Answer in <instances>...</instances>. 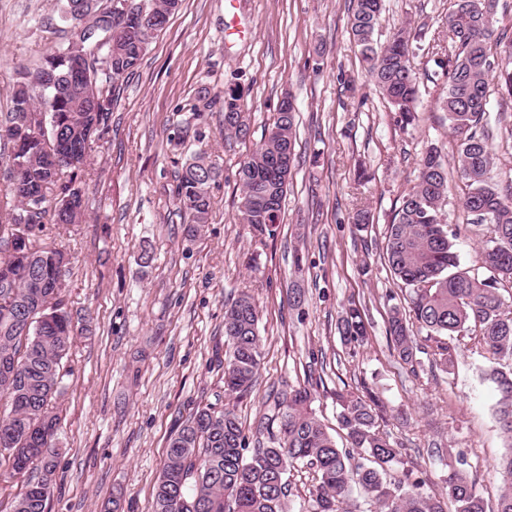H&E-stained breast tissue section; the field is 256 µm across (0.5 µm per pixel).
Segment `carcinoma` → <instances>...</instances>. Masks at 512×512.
<instances>
[{"instance_id": "carcinoma-1", "label": "carcinoma", "mask_w": 512, "mask_h": 512, "mask_svg": "<svg viewBox=\"0 0 512 512\" xmlns=\"http://www.w3.org/2000/svg\"><path fill=\"white\" fill-rule=\"evenodd\" d=\"M145 11L164 16L179 10L182 0H130ZM384 9L383 0H353L349 33L361 48L371 82L400 114L403 126L414 124L421 97V81L413 59L418 34L411 24L401 26L384 45L374 34ZM448 45L439 47L434 76L446 88L439 98L448 113V128L456 140L453 155L457 178L466 192L465 211L486 225L487 239L480 253L484 274L460 268L456 235L441 221L448 197V167L437 146L426 147L419 160L415 184L403 195L387 225L383 259L394 278L408 291V310L390 308L389 348L411 371L421 365L420 355L446 372L454 366L458 341L469 334L500 360L485 377L497 388V416L507 440V452L492 466L503 479L496 512H512V295L500 293L512 285V175L496 172L493 144L482 122L489 112L490 85L501 99H512V51L491 58L495 35L493 20L475 0H454L445 19ZM112 57L92 61L94 82H83L69 69L66 48L50 50L42 64L22 73L10 112L0 123L11 125L9 142L23 159L17 181L9 182L11 208L0 217V246L10 245L18 231L19 203L30 189L37 196V220L28 227L32 252L17 256L0 253V356L16 359L18 373L0 377V399L10 411L0 417V478H20L22 490L11 512H48L57 453L44 454L37 441L57 436L61 416L58 379L76 340V328L65 308L63 277L68 258L57 249L42 247L38 238L48 224H77L84 215L81 171L92 138L108 127L116 93L136 74L153 40L161 32L147 22L137 38L122 22L112 20ZM221 103L224 132L244 141L251 135L244 115V88L224 87ZM44 109L57 116L58 125L28 123V115ZM59 132V147L82 155L78 164L56 168L50 144ZM296 109L280 103L273 123L237 170L242 186L238 220L258 236L273 237L282 223V200L288 183L276 172V161L294 162ZM220 171L197 155L181 166L172 188L179 211L189 217L190 234L208 223L211 189ZM37 277L46 283L39 301L30 298L26 282ZM259 309L254 297L241 293L225 311L224 393L239 400L257 381L261 361ZM341 338L361 343L368 336L366 312L354 302L343 308L338 324ZM337 420L346 444L338 446L315 415L312 392L304 386L281 394L277 414L262 417L259 427L268 434L245 456L242 423L233 408L206 404L182 421L170 436L166 460L153 488V512H289L288 475L306 464L315 469L317 482L310 490L313 512H352L349 498L359 488L373 512H487L476 488V478L461 456L446 463L442 494L428 492L426 481L415 476L401 449L380 430V399L336 393Z\"/></svg>"}]
</instances>
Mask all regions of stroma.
Wrapping results in <instances>:
<instances>
[{
    "mask_svg": "<svg viewBox=\"0 0 512 512\" xmlns=\"http://www.w3.org/2000/svg\"><path fill=\"white\" fill-rule=\"evenodd\" d=\"M453 0H385L375 37L386 42L405 22L421 28L414 66L423 77L419 120L400 130L396 114L366 77L360 49L347 33L350 0H183L120 92L109 131L95 142L81 183V223L50 226L41 243L70 263L63 297L87 325L65 362L70 374L62 411L56 484L49 512H152V488L171 433L198 406L231 402L247 447L266 440L260 417L273 415L288 388L321 380L312 407L337 433V392L372 388L383 400L382 424L441 492L440 450L463 453L477 472L489 512L502 488L491 465L505 450L495 415L499 395L483 377L495 361L461 338L451 372L422 363L409 371L389 349L391 306L404 305L384 264L387 226L415 183L427 144L450 159L455 141L430 82L434 45L446 44L442 20ZM60 0H0V113L9 111L21 72L73 37L59 18ZM229 83L245 90L252 136L224 135L207 96ZM297 107V158L274 237L239 223L236 172L272 123L284 95ZM487 129L499 169H512V103L492 95ZM207 148L221 169L203 231L186 233L172 196L174 175ZM451 181L442 218L456 231L462 267L480 265L486 229L458 204ZM372 222L357 231L356 209ZM368 274H361V267ZM260 305L262 358L250 396L224 393V312L241 290ZM366 311L368 337L342 342L341 307Z\"/></svg>",
    "mask_w": 512,
    "mask_h": 512,
    "instance_id": "obj_1",
    "label": "stroma"
}]
</instances>
